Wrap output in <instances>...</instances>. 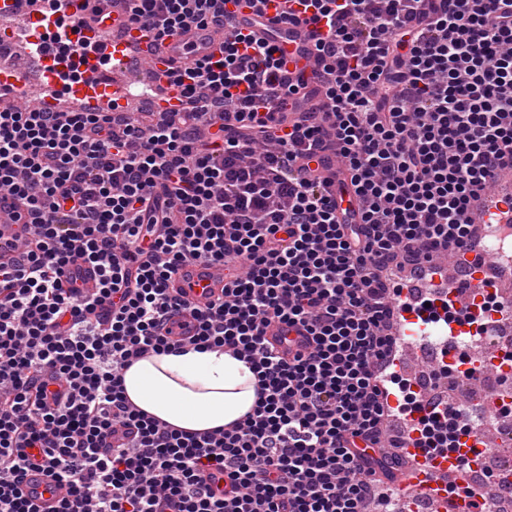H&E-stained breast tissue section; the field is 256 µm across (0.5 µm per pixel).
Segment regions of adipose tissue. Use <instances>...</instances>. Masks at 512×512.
Listing matches in <instances>:
<instances>
[{"label":"adipose tissue","instance_id":"ef3b65f1","mask_svg":"<svg viewBox=\"0 0 512 512\" xmlns=\"http://www.w3.org/2000/svg\"><path fill=\"white\" fill-rule=\"evenodd\" d=\"M127 398L177 429L203 432L242 418L255 400L254 375L223 351L153 354L123 371Z\"/></svg>","mask_w":512,"mask_h":512}]
</instances>
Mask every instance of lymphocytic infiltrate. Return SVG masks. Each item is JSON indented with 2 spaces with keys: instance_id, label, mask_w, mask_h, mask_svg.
<instances>
[{
  "instance_id": "f902f5d3",
  "label": "lymphocytic infiltrate",
  "mask_w": 512,
  "mask_h": 512,
  "mask_svg": "<svg viewBox=\"0 0 512 512\" xmlns=\"http://www.w3.org/2000/svg\"><path fill=\"white\" fill-rule=\"evenodd\" d=\"M237 2L124 0L161 39L223 30L174 73L180 111L0 105V193L28 216L0 261V512H41L34 470L54 512H367L400 448L466 461L456 406L396 369L387 273L447 255L512 171V0H282L327 27L300 82ZM195 262L223 263L222 297L171 292ZM274 322L304 346L281 356ZM190 346L250 364L243 418L188 432L127 399L124 368Z\"/></svg>"
}]
</instances>
